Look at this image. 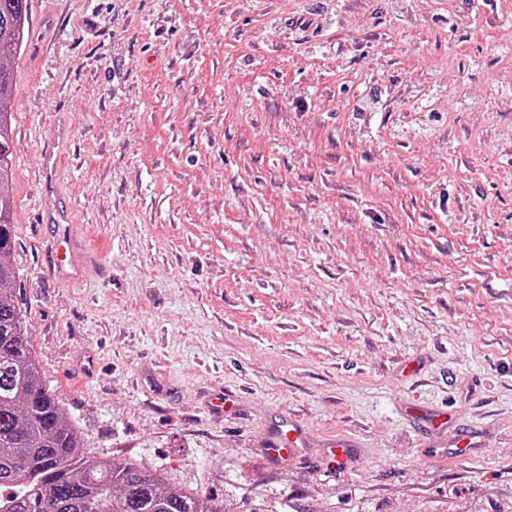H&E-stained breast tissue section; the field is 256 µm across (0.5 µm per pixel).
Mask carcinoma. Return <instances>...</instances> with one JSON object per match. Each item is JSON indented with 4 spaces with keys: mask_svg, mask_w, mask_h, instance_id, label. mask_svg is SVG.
<instances>
[{
    "mask_svg": "<svg viewBox=\"0 0 512 512\" xmlns=\"http://www.w3.org/2000/svg\"><path fill=\"white\" fill-rule=\"evenodd\" d=\"M30 0H0V103L12 93L14 50L28 31ZM11 116L0 111V512H229L226 500L178 488L161 469L98 461L62 413L15 304L18 271L10 220Z\"/></svg>",
    "mask_w": 512,
    "mask_h": 512,
    "instance_id": "cac0c4a2",
    "label": "carcinoma"
}]
</instances>
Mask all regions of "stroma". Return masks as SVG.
Wrapping results in <instances>:
<instances>
[{"label":"stroma","instance_id":"35a3bbf8","mask_svg":"<svg viewBox=\"0 0 512 512\" xmlns=\"http://www.w3.org/2000/svg\"><path fill=\"white\" fill-rule=\"evenodd\" d=\"M507 43L512 0H31L14 299L87 456L297 512L512 505ZM46 207L47 199L45 200V211L49 219H52L53 223L63 224L58 225L59 233L55 238L53 267L56 274L65 281L83 280L87 272V262L82 256L75 239L70 209L61 207L51 212Z\"/></svg>","mask_w":512,"mask_h":512}]
</instances>
